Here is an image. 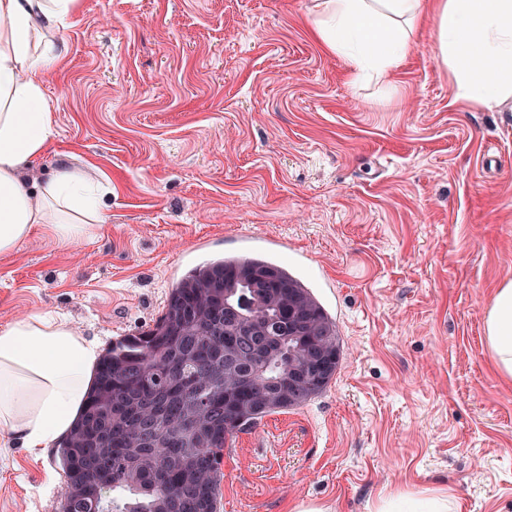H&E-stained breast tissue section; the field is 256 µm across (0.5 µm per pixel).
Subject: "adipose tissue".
Returning a JSON list of instances; mask_svg holds the SVG:
<instances>
[{"mask_svg":"<svg viewBox=\"0 0 512 512\" xmlns=\"http://www.w3.org/2000/svg\"><path fill=\"white\" fill-rule=\"evenodd\" d=\"M77 7L78 0H0V257L35 232L69 245L95 236L105 222L103 198L86 172L63 163L45 182L26 178L55 134L44 94L61 61L53 32ZM316 7L313 37L357 76L387 79L431 16L454 103L497 111L512 96V0H317ZM485 336L499 373L512 378V279L496 290ZM98 349L51 309L0 328V436L42 451L69 433ZM378 512L459 508L453 489L442 486L381 500Z\"/></svg>","mask_w":512,"mask_h":512,"instance_id":"1","label":"adipose tissue"}]
</instances>
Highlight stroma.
Wrapping results in <instances>:
<instances>
[{
    "mask_svg": "<svg viewBox=\"0 0 512 512\" xmlns=\"http://www.w3.org/2000/svg\"><path fill=\"white\" fill-rule=\"evenodd\" d=\"M313 4L80 0L33 170L92 166L106 222L0 258V327L49 308L105 349L196 264L275 240L344 358L229 443L218 512H375L442 485L460 512H512V380L484 334L512 279V112L451 106L433 23L389 82L355 80L310 36ZM63 483L55 449L0 438V512H61Z\"/></svg>",
    "mask_w": 512,
    "mask_h": 512,
    "instance_id": "obj_1",
    "label": "stroma"
}]
</instances>
